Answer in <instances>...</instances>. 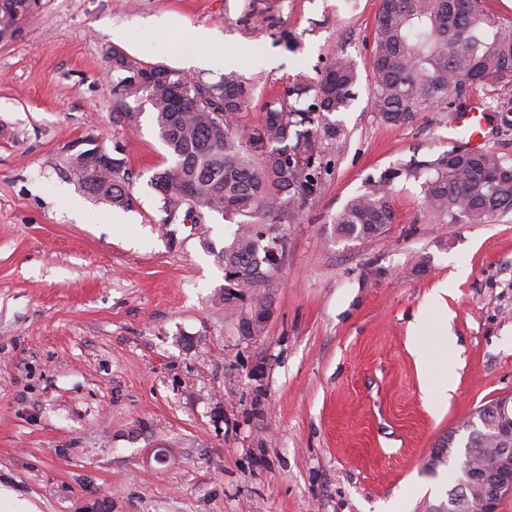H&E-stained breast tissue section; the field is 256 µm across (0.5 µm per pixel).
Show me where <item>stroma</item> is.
Instances as JSON below:
<instances>
[{
	"mask_svg": "<svg viewBox=\"0 0 512 512\" xmlns=\"http://www.w3.org/2000/svg\"><path fill=\"white\" fill-rule=\"evenodd\" d=\"M380 0H43L0 40V491L11 512H433L449 432L512 395V211L444 224L398 186L393 224L337 241L367 174L466 146L460 107L405 126L371 110ZM171 17V30L154 23ZM122 28L124 39L113 42ZM119 48L181 67L220 54L254 88L242 114L337 53L359 79L320 198L288 224L263 335L218 298L222 215L165 232L151 176L171 158L150 105L116 124ZM119 149L131 210L96 202L67 161ZM429 257L426 271H416ZM448 292L436 296L439 285ZM432 352L421 375L411 329ZM448 388L447 405L430 400Z\"/></svg>",
	"mask_w": 512,
	"mask_h": 512,
	"instance_id": "stroma-1",
	"label": "stroma"
}]
</instances>
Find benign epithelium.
Returning <instances> with one entry per match:
<instances>
[{"label": "benign epithelium", "mask_w": 512, "mask_h": 512, "mask_svg": "<svg viewBox=\"0 0 512 512\" xmlns=\"http://www.w3.org/2000/svg\"><path fill=\"white\" fill-rule=\"evenodd\" d=\"M79 170L112 167V153L103 146L83 150L73 157ZM484 428L497 433L500 439L512 440V396L494 402L488 413L480 416ZM479 478L465 474L459 479L458 491L434 512H498L500 501L512 496V444L506 448H489L481 461Z\"/></svg>", "instance_id": "obj_1"}]
</instances>
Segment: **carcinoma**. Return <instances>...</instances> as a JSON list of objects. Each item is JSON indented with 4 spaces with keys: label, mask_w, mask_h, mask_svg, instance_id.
<instances>
[{
    "label": "carcinoma",
    "mask_w": 512,
    "mask_h": 512,
    "mask_svg": "<svg viewBox=\"0 0 512 512\" xmlns=\"http://www.w3.org/2000/svg\"><path fill=\"white\" fill-rule=\"evenodd\" d=\"M37 0H0V38L20 31ZM112 91L133 121V105L151 106L171 163L156 172L163 223L181 212L199 222L216 212L236 225L215 254L224 268L219 300L239 312L244 336H260L279 273L266 245L284 236L282 217L297 222L323 192L331 161L327 146L346 136L337 115L349 109L358 81L356 64L335 56L316 80L297 74L288 92L262 106L261 120L240 123L252 89L236 70L210 82L167 65H149L112 49ZM373 112L392 126L413 122L434 103L461 104L478 89L512 75V22L491 13L486 0H381L367 61ZM98 202L126 210L133 204L125 160L79 173ZM420 184L424 204L442 223L486 224L512 211V157L454 147L391 166L364 180L332 221L338 238L365 240L394 223L392 194L401 183Z\"/></svg>",
    "instance_id": "carcinoma-1"
}]
</instances>
